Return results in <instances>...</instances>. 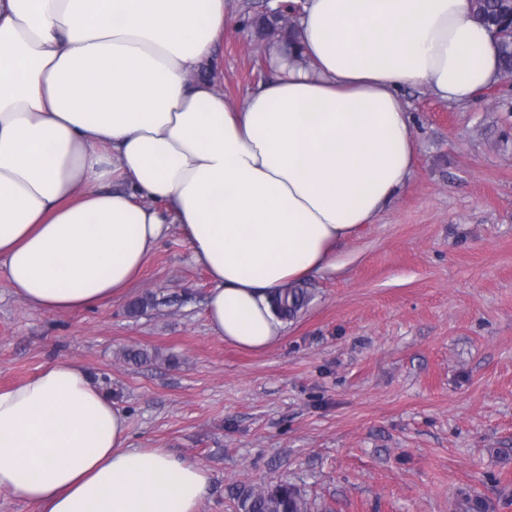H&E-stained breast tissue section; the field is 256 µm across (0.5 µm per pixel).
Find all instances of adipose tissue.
Wrapping results in <instances>:
<instances>
[{"instance_id":"1","label":"adipose tissue","mask_w":512,"mask_h":512,"mask_svg":"<svg viewBox=\"0 0 512 512\" xmlns=\"http://www.w3.org/2000/svg\"><path fill=\"white\" fill-rule=\"evenodd\" d=\"M225 0H0V274L32 308L121 297L178 227L211 333L261 352L271 299L336 267L417 163L401 91L468 105L498 81L469 0H308L303 61L233 102L196 78ZM211 472L130 441L80 364L0 390V490L41 512H201Z\"/></svg>"}]
</instances>
